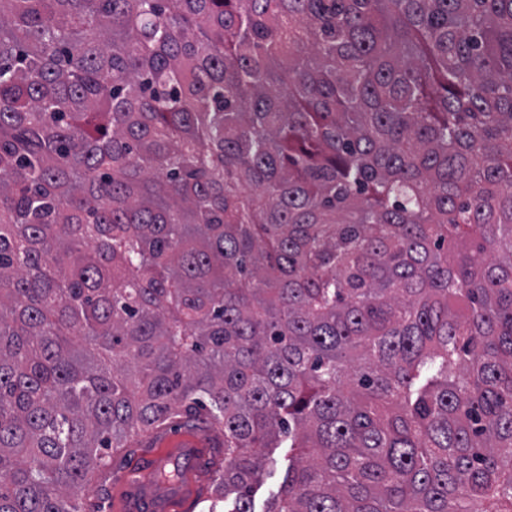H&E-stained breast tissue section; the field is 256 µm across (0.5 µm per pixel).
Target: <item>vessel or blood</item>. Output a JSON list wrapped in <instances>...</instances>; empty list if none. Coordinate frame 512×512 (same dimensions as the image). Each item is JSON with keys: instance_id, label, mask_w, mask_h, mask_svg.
<instances>
[{"instance_id": "b4317fda", "label": "vessel or blood", "mask_w": 512, "mask_h": 512, "mask_svg": "<svg viewBox=\"0 0 512 512\" xmlns=\"http://www.w3.org/2000/svg\"><path fill=\"white\" fill-rule=\"evenodd\" d=\"M215 444L209 433L183 431L170 442L173 454L125 481L119 512H185L202 489L198 465Z\"/></svg>"}]
</instances>
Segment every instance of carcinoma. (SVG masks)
<instances>
[{
    "label": "carcinoma",
    "instance_id": "cac0c4a2",
    "mask_svg": "<svg viewBox=\"0 0 512 512\" xmlns=\"http://www.w3.org/2000/svg\"><path fill=\"white\" fill-rule=\"evenodd\" d=\"M172 428L512 512V0H0V512Z\"/></svg>",
    "mask_w": 512,
    "mask_h": 512
}]
</instances>
